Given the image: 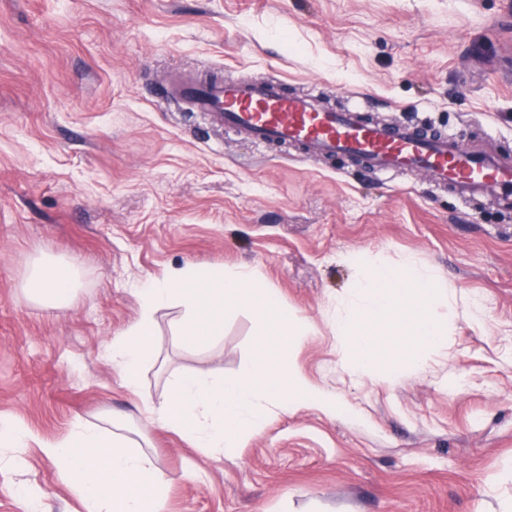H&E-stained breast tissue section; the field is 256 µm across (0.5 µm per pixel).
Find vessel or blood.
<instances>
[{
	"label": "vessel or blood",
	"mask_w": 512,
	"mask_h": 512,
	"mask_svg": "<svg viewBox=\"0 0 512 512\" xmlns=\"http://www.w3.org/2000/svg\"><path fill=\"white\" fill-rule=\"evenodd\" d=\"M161 88L163 101L188 102L214 125L253 142L297 145L309 155L349 156L384 177L420 171L463 199L490 195L503 209H512L511 163L474 149L453 133L366 121L364 95L357 89H346L350 104L336 111L322 107L314 96L286 92L277 78L227 82L219 75L177 73Z\"/></svg>",
	"instance_id": "b4317fda"
}]
</instances>
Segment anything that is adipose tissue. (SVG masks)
<instances>
[{"instance_id": "adipose-tissue-1", "label": "adipose tissue", "mask_w": 512, "mask_h": 512, "mask_svg": "<svg viewBox=\"0 0 512 512\" xmlns=\"http://www.w3.org/2000/svg\"><path fill=\"white\" fill-rule=\"evenodd\" d=\"M82 270L48 257L33 260L25 281L28 297L42 308L63 312L76 302ZM38 442L59 478L82 500L86 512H165L170 477L125 434L79 424L62 440L36 441L24 426L0 420V472L20 466L14 451Z\"/></svg>"}]
</instances>
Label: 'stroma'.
Wrapping results in <instances>:
<instances>
[{"label":"stroma","mask_w":512,"mask_h":512,"mask_svg":"<svg viewBox=\"0 0 512 512\" xmlns=\"http://www.w3.org/2000/svg\"><path fill=\"white\" fill-rule=\"evenodd\" d=\"M174 72L276 76L334 109L354 87L385 121L428 118L512 158V0H0V418L37 437L0 474V512H23L22 484L46 512H84L37 442L113 412L169 475L166 512H512V212L212 127L157 98ZM354 251L439 273L448 341L423 369H344L332 319ZM42 253L83 270L68 311L24 291ZM189 265L257 271L311 324L295 367L353 414L271 411L219 459L153 423L142 404L172 371L230 376L259 342L246 304L199 352L160 311V361L128 391L106 350L139 316L134 289Z\"/></svg>","instance_id":"35a3bbf8"}]
</instances>
